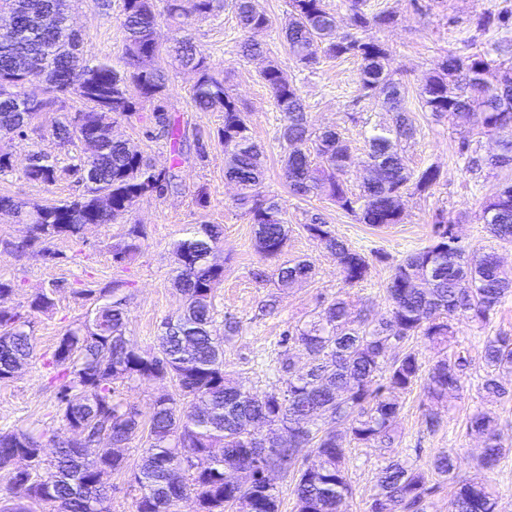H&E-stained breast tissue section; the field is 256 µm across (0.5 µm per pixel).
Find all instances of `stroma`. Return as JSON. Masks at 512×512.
<instances>
[{
	"label": "stroma",
	"instance_id": "obj_1",
	"mask_svg": "<svg viewBox=\"0 0 512 512\" xmlns=\"http://www.w3.org/2000/svg\"><path fill=\"white\" fill-rule=\"evenodd\" d=\"M255 5L272 22L265 37V60L278 63L294 82L313 127H336L347 141L355 159L347 180L351 188H358L364 176L363 126L390 122V113L374 100L358 99L359 63L355 58L324 59L308 68L292 59L278 35L289 9L288 0H255ZM371 7L390 11L396 17L393 24L373 29L372 35L390 51L393 76L405 87L406 109L416 129L406 146L407 164L416 171L438 167V184L427 194L403 196L401 223L381 227L358 223L326 196L292 195L278 142L283 117L260 78L265 60L240 56L244 33L233 8L206 18H192L189 36L206 52L215 73L223 77L225 87L246 113L254 138L264 147V189L281 198L290 227L283 257L310 260L315 273L285 290L270 280L276 262L257 252L255 226L235 201V185L224 176V146L217 135L224 116L198 111L192 100L196 74L162 59L170 76L167 107L199 139L197 150L191 151L177 168V190L139 199L120 223L89 224L78 236L60 237L50 241L48 248L37 245L21 253L14 252L12 246L27 238L28 225L17 223L12 214L0 213V278L11 281L14 288L12 294L0 298V307L29 313L28 302L37 294L48 292L54 299L49 311L29 313L34 358L13 378L0 381V429L22 427L43 433L49 448L71 439L69 429L52 420L55 390L49 384L44 363L65 330L84 321L89 308L84 290L125 281L127 336L139 350L154 351L164 319L177 317L184 307V298L172 281L176 266L172 244L203 224H218L224 230L211 257L212 263L224 268V280L214 298L213 325L223 329L228 319L238 324L237 332L224 342V375L254 392L270 390L276 384L275 365L285 332L310 321L338 294L350 293L359 308L372 317L387 315L385 288L393 265L430 244L437 217L456 225L464 245L494 251L504 270L512 273V243L491 238L479 218L483 201L512 178V170L472 175L458 154V128L451 119L426 112L418 99L424 79L448 55H463L474 47L487 48L498 40V33L477 31L476 22L486 13L512 9V0H372ZM122 20L121 0H78L71 23L81 35L87 62L107 61L122 68ZM351 112L361 113L363 123L350 122L347 115ZM149 117L144 111L136 119H117L113 134L147 158L171 161V145L166 138L151 136ZM8 149L12 168L0 173V194L33 203L67 201L83 193L84 183L74 176L48 185L24 175L30 155L40 151L51 153L58 166L79 164L85 151L82 144L57 145L43 127L36 126L9 142ZM315 215L369 258L365 281L346 287L335 257L305 230ZM134 224L144 228L146 237L135 256L117 262L112 257V246L123 240ZM454 330L452 350L468 352L472 359L462 389L439 403L431 402L420 385L409 392H395L393 398L400 410L390 453L420 465L444 451L457 454L459 463L453 478L441 481L427 508V512H448L454 491L478 472L482 443L467 435L466 420L477 412L490 413L506 454L485 478L496 493L498 512H512V394L494 401L485 398L480 361L485 337L502 331L512 333V296L504 299L486 323L464 319L456 322ZM431 411L439 416L433 427L426 422ZM141 448L140 440L131 441L124 450L126 469L112 475V512L135 510L138 493L131 485L130 468L138 462ZM384 455L376 446L351 448L347 462L352 490L348 512H366L377 491L376 477Z\"/></svg>",
	"mask_w": 512,
	"mask_h": 512
}]
</instances>
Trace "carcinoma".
I'll return each mask as SVG.
<instances>
[{
    "instance_id": "cac0c4a2",
    "label": "carcinoma",
    "mask_w": 512,
    "mask_h": 512,
    "mask_svg": "<svg viewBox=\"0 0 512 512\" xmlns=\"http://www.w3.org/2000/svg\"><path fill=\"white\" fill-rule=\"evenodd\" d=\"M346 28L337 26L326 0H289V12L281 33L290 55L304 67L319 58L355 57L360 60L358 97L377 98L394 113L390 124H375L367 132L366 164L375 175L359 192L344 180L354 159L350 146L334 129L313 130L305 105L294 83L270 60L261 78L283 114L285 173L290 191L302 197L327 196L361 224H398L402 210L398 199L406 190L424 194L440 180L438 167L411 170L401 143L413 137L406 115L404 87L392 78L389 50L367 32L395 21L390 12H375L369 0H347ZM74 0H0V11L9 14L16 29L0 36V131L25 133V120H38L48 103L20 99L24 84L36 76L49 83L54 99L62 102L75 95L87 109L65 112L51 124V136L72 144L95 130L99 150L73 168H59L45 160L25 171L31 181L56 182L62 175L84 173L85 193L60 203H27L0 195V209L10 208L32 226L29 239L13 245L17 252L34 242L46 243L59 236H76L84 224L115 223L125 217L144 196L165 195L175 185L180 164L182 131L163 104L168 75L158 63L161 46L157 20L164 15L177 30L193 16L206 17L227 5L225 0H163V12L155 0H123V59L120 71L99 62L80 72L81 37L66 24L64 9ZM240 27L248 38L240 43V55L256 58L266 52L257 36L271 29L270 18L258 11L253 0H232ZM512 13H489L476 27L486 32L508 29ZM171 51L181 65L197 74L192 99L201 112L224 113L218 135L224 143V174L239 190L238 204L256 224V249L265 259L281 256L288 240V222L278 198L262 190L264 171L261 150L245 113L224 88L208 56L184 36ZM512 42L503 39L489 49L466 56L448 55L438 71L419 88L422 107L431 115H446L475 126L498 142L497 153L470 159L473 166L491 170L512 167ZM153 105L152 120L170 138L176 158L156 164L130 151L126 142L109 135L119 117L131 118ZM107 193L112 210L102 213L98 194ZM481 219L491 236L512 241V183L506 182L481 205ZM310 236L336 257L343 280L355 285L369 271L366 256L336 237L328 225L315 218L304 225ZM454 225L438 220L432 243L410 253L392 268L387 284L389 315L374 320L352 311L353 301L338 298L323 307L309 323L285 335L284 342L303 351L310 368L293 371V358L285 350L277 359L281 386L262 394L236 386L224 377V336L236 332V323L224 322V335L213 333V297L224 277V268L208 263L221 240L216 224H202L177 241L174 253L187 255L188 263L176 267L175 284L186 306L177 320L163 322L158 351L145 354L133 348L126 333L125 283L90 290L92 308L87 320L68 328L60 337L48 365L59 381L53 419L66 428L84 433L81 448L55 447L47 456L44 434L16 428L0 432V512H35L34 506L53 505L55 512H112V473L126 467L119 449L136 437L144 440L139 461L132 468L138 488L136 512H172L174 503L194 497L197 512H226L247 498L252 512H278V490L255 479L258 465L249 447L250 427L262 426L274 436L286 428L295 442L280 449L273 464L292 473L296 512H345L351 485L345 471L347 444L391 447L392 426L399 406L388 394L406 390L424 379V390L442 400L462 387L470 361L464 355L444 356L423 369L418 350L409 341L421 337L433 346L454 336L455 321H484L512 292V277L500 267L493 252H471L453 232ZM143 230L134 225L127 239L112 245L113 258L125 260L139 250ZM313 273L308 261H286L273 271L286 288ZM30 321L18 311L0 310V380L14 377L33 357ZM486 396L502 398L507 389L499 380L512 370V335L499 332L486 337L482 351ZM142 378L171 380L177 393L154 396L148 423L120 398V388ZM346 422V430L336 423ZM466 431L483 440L479 469L494 470L504 446L493 420L473 414ZM224 449L223 457L211 458V449ZM304 448L315 449L317 469L296 465ZM243 471V482H225L226 465ZM456 469V457L442 452L428 468L390 461L377 477V492L367 512H426L427 500L440 488L438 478ZM448 512H496V499L485 482L462 484L448 502Z\"/></svg>"
}]
</instances>
